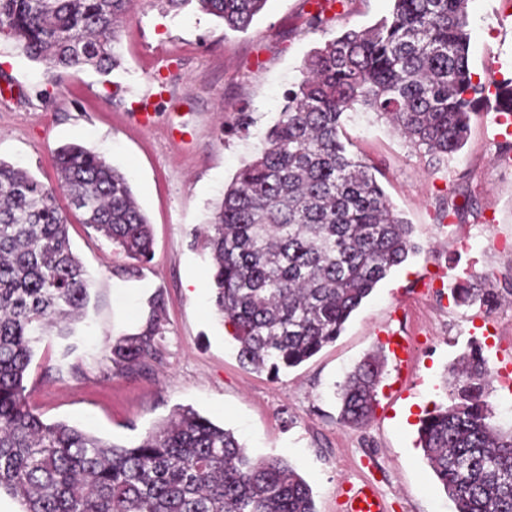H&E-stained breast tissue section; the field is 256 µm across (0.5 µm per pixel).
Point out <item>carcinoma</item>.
<instances>
[{
  "mask_svg": "<svg viewBox=\"0 0 512 512\" xmlns=\"http://www.w3.org/2000/svg\"><path fill=\"white\" fill-rule=\"evenodd\" d=\"M188 5L248 30L267 0H158ZM469 0H393L388 16L315 48L303 77L237 173L199 236L210 251L217 313L240 360L278 373L336 340L351 314L414 249L410 225L374 166L342 140L357 108L385 119L440 162L465 144L480 107L512 115V86L495 102L469 68ZM135 0H0V36L70 77L120 65L118 23ZM57 186L0 160V493L24 512H315L309 484L281 458L255 460L235 433L177 407L134 444L103 440L67 422L46 423L24 380L35 345L73 333L89 276L74 253L63 194L81 223L105 237L137 276L152 259V230L127 178L71 143L53 152ZM457 305L494 309L492 288L460 284ZM139 332L112 347L133 372L162 330L157 297ZM383 361L367 355L339 385L341 421L365 424ZM449 402L420 420L418 445L455 512H512V428L493 423L490 368L472 344L450 366Z\"/></svg>",
  "mask_w": 512,
  "mask_h": 512,
  "instance_id": "1",
  "label": "carcinoma"
}]
</instances>
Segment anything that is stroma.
Returning <instances> with one entry per match:
<instances>
[{
	"label": "stroma",
	"mask_w": 512,
	"mask_h": 512,
	"mask_svg": "<svg viewBox=\"0 0 512 512\" xmlns=\"http://www.w3.org/2000/svg\"><path fill=\"white\" fill-rule=\"evenodd\" d=\"M268 0L247 32L159 0H137L120 31L122 65L110 76L86 70L58 78L0 38V159L46 184L52 152L75 142L102 154L128 178L153 232L154 257L138 277L125 255L69 211L72 247L90 275V301L74 336L45 337L25 377L30 406L119 444L138 442L177 405L234 431L255 459L281 458L308 482L316 512H341L346 483H375L388 512H454L417 446L418 419L448 400V368L470 342L489 366L512 368V132L482 112L464 147L437 164L376 114L344 121L353 150L413 229L414 253L378 283L336 340L278 377L240 362L232 328L216 314L210 257L196 230L239 169L257 153L310 51L348 28L387 15L392 0ZM469 65L481 78L512 80V0H469ZM158 113L143 127L135 103ZM251 123L239 129L240 113ZM468 248H461L459 239ZM492 288L507 305H456V283ZM163 302L156 353L130 373L112 345L138 332L148 302ZM381 351L384 379L370 420H340L336 384L368 353Z\"/></svg>",
	"instance_id": "stroma-1"
}]
</instances>
